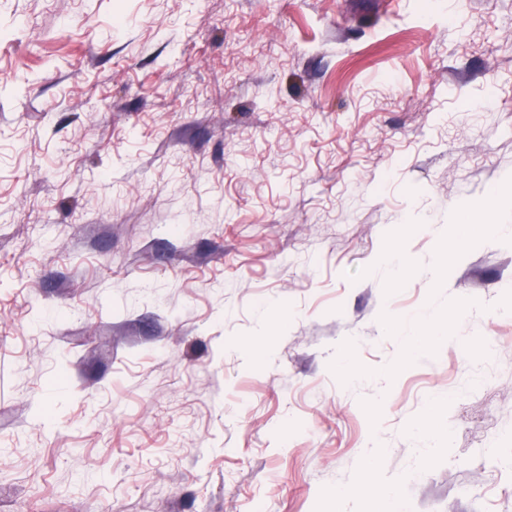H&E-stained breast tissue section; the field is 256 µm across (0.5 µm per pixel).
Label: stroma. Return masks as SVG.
Returning <instances> with one entry per match:
<instances>
[{
    "mask_svg": "<svg viewBox=\"0 0 512 512\" xmlns=\"http://www.w3.org/2000/svg\"><path fill=\"white\" fill-rule=\"evenodd\" d=\"M495 195L512 0H0V512H512Z\"/></svg>",
    "mask_w": 512,
    "mask_h": 512,
    "instance_id": "1",
    "label": "stroma"
}]
</instances>
